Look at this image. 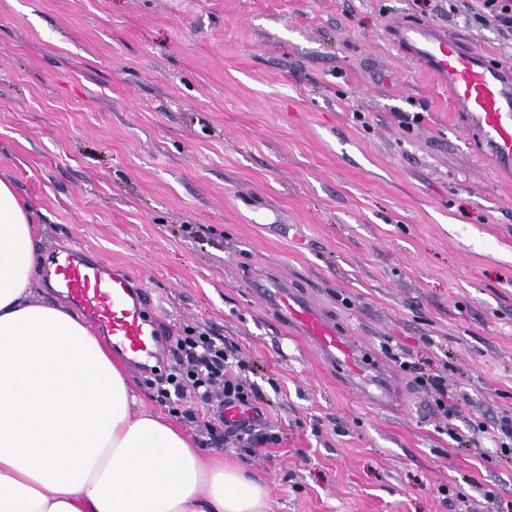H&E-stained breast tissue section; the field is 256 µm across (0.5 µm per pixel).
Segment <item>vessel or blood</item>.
I'll list each match as a JSON object with an SVG mask.
<instances>
[{
    "instance_id": "1",
    "label": "vessel or blood",
    "mask_w": 512,
    "mask_h": 512,
    "mask_svg": "<svg viewBox=\"0 0 512 512\" xmlns=\"http://www.w3.org/2000/svg\"><path fill=\"white\" fill-rule=\"evenodd\" d=\"M398 40L425 70L447 78L453 105L468 128L497 163L512 166V77L464 51L457 39L425 25L403 27ZM48 276L51 288L92 320L136 372L158 361L170 331L151 296L133 278L74 248L51 250ZM251 282L262 303L311 341L352 388L376 404L393 402L394 381L365 345L276 273H253Z\"/></svg>"
}]
</instances>
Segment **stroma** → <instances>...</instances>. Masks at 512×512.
<instances>
[{
	"label": "stroma",
	"instance_id": "obj_1",
	"mask_svg": "<svg viewBox=\"0 0 512 512\" xmlns=\"http://www.w3.org/2000/svg\"><path fill=\"white\" fill-rule=\"evenodd\" d=\"M476 0H0V179L39 253L139 279L175 335L232 343L261 391L224 440L222 394L145 408L269 491L268 512H504L512 460V169L394 38L442 28L512 67ZM271 265L394 375L372 406L252 293ZM437 376L457 411L443 417ZM193 418H185L184 410ZM484 434L485 439L494 445V448H510L507 439L510 440L512 445V418L503 416L500 419L493 421L491 425H482L480 430Z\"/></svg>",
	"mask_w": 512,
	"mask_h": 512
}]
</instances>
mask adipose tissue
Returning <instances> with one entry per match:
<instances>
[{
    "label": "adipose tissue",
    "instance_id": "1",
    "mask_svg": "<svg viewBox=\"0 0 512 512\" xmlns=\"http://www.w3.org/2000/svg\"><path fill=\"white\" fill-rule=\"evenodd\" d=\"M33 231L0 180V512H266V486L139 406L87 323L35 302Z\"/></svg>",
    "mask_w": 512,
    "mask_h": 512
}]
</instances>
